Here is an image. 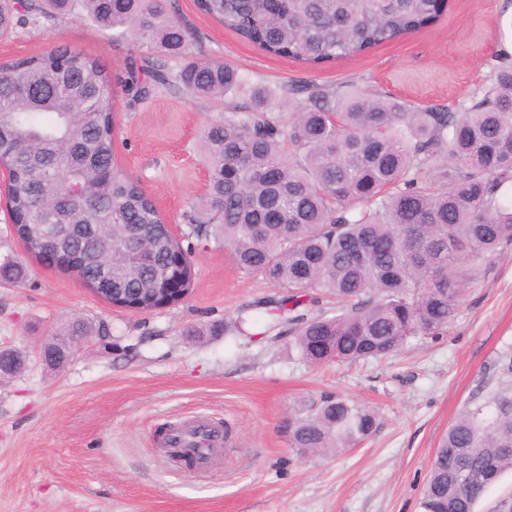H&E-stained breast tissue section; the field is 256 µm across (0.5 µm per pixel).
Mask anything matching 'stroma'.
Wrapping results in <instances>:
<instances>
[{
  "instance_id": "35a3bbf8",
  "label": "stroma",
  "mask_w": 512,
  "mask_h": 512,
  "mask_svg": "<svg viewBox=\"0 0 512 512\" xmlns=\"http://www.w3.org/2000/svg\"><path fill=\"white\" fill-rule=\"evenodd\" d=\"M192 37L189 51L220 58L272 90L315 81L354 83L414 106L459 111L512 60V0H448L421 31L362 56L312 70L268 55L173 0ZM68 45L109 72L131 60L173 71L177 60L111 35L77 16L32 17L0 38V64ZM232 99H193L154 85L132 103L113 85L114 153L139 179L166 223L186 230L204 193L199 133ZM0 196V260L27 278L0 284V350L24 365L0 374V512H419L442 436L485 366L512 340V252L474 290L447 335L410 340L380 361L302 360L287 323L269 317L279 288L234 264L224 244L194 256L195 283L176 305L133 313L112 307L67 272L47 269L11 234ZM242 317L245 333L211 336V325ZM87 332L62 365L46 345L75 321ZM322 390L368 405L378 427L359 447L298 456L288 412ZM228 424L231 442L203 472L173 464L158 444L164 426L197 417Z\"/></svg>"
}]
</instances>
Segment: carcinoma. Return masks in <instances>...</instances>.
<instances>
[{
	"instance_id": "cac0c4a2",
	"label": "carcinoma",
	"mask_w": 512,
	"mask_h": 512,
	"mask_svg": "<svg viewBox=\"0 0 512 512\" xmlns=\"http://www.w3.org/2000/svg\"><path fill=\"white\" fill-rule=\"evenodd\" d=\"M195 2L268 54L318 67L425 28L447 0ZM26 13L84 16L182 60L170 74L132 62L114 76L61 45L0 65V167L20 238L36 257L58 229L86 230L62 260L87 287L152 300L174 277L189 293L195 243L222 240L238 269L286 289L274 303L303 360L377 361L411 338L446 335L512 248V64L461 112L313 81L277 96L222 60L189 55V31L165 0H0V37ZM149 79L192 98L250 99L203 126L208 188L180 237L114 155L112 83L134 103ZM284 98L286 120L273 113ZM70 183L84 195L70 196ZM25 277L24 265L0 263V280ZM67 354L65 339L43 352L52 365ZM288 427L297 454L326 456L368 439L377 417L321 391L292 409ZM489 470L512 471V341L448 427L421 512H476Z\"/></svg>"
}]
</instances>
